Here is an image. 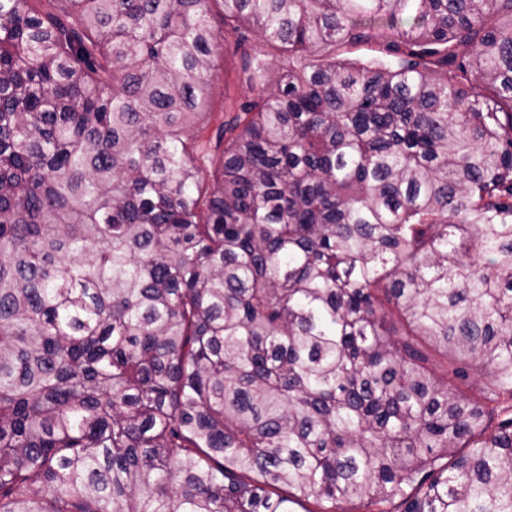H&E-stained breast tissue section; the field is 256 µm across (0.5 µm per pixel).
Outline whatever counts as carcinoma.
Instances as JSON below:
<instances>
[{
    "label": "carcinoma",
    "mask_w": 512,
    "mask_h": 512,
    "mask_svg": "<svg viewBox=\"0 0 512 512\" xmlns=\"http://www.w3.org/2000/svg\"><path fill=\"white\" fill-rule=\"evenodd\" d=\"M37 2L0 0V512H512V0ZM251 35L288 70L244 54L205 186ZM224 44V51L213 61L211 72L212 85L210 97V119L203 130V140L210 141L212 153L220 154L224 145L217 148V135L219 125L234 116L237 112H229L234 103H239L251 96L247 88L246 76L242 71L240 52L234 51L233 39L228 38Z\"/></svg>",
    "instance_id": "obj_1"
}]
</instances>
